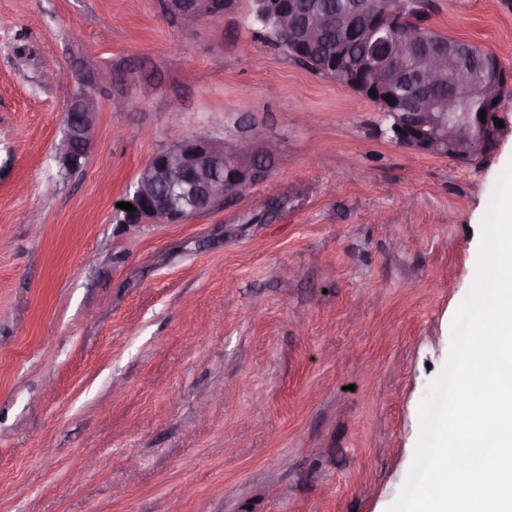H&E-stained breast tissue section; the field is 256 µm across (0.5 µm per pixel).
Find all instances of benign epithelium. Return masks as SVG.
Wrapping results in <instances>:
<instances>
[{"mask_svg": "<svg viewBox=\"0 0 512 512\" xmlns=\"http://www.w3.org/2000/svg\"><path fill=\"white\" fill-rule=\"evenodd\" d=\"M235 0H167V9L176 15L191 18L220 15ZM256 13L280 22L283 30L296 28L298 47L315 41L339 26L347 27L365 46L363 61L368 68H378L404 45L402 15L415 7L413 0H387L380 10L365 0H351L350 13L342 16L305 9L303 0H255ZM425 46L427 51L414 79L420 91L407 99L396 95L390 99L391 111L383 117L393 118V139L416 153L446 157L457 162L492 148L500 137V117L486 113L485 120L474 119L462 111L463 101L450 95L444 101L433 95V88L448 76V82L465 89L467 96L481 102L499 101V86L512 79L506 71H498L479 82H472L464 70L453 68L442 48L416 36L412 48ZM402 75L394 72L390 80L369 77L354 81L356 93L371 97L380 94L388 83H396ZM81 116L76 134L57 144V158L67 170L81 165L94 142L97 102L82 96L72 104ZM275 157V148L259 144L254 137L237 141H218L206 136L186 138L175 146L157 153L140 171L137 185L127 201L135 210L124 212L126 223L148 222L179 224L188 216L208 211L259 182L266 166L261 158Z\"/></svg>", "mask_w": 512, "mask_h": 512, "instance_id": "1", "label": "benign epithelium"}]
</instances>
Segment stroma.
<instances>
[{
  "mask_svg": "<svg viewBox=\"0 0 512 512\" xmlns=\"http://www.w3.org/2000/svg\"><path fill=\"white\" fill-rule=\"evenodd\" d=\"M512 73V0H431ZM253 0H0V512H387L512 163L384 134ZM98 102L76 170L54 147ZM275 143L265 180L179 224L122 223L185 138ZM167 9L176 15L191 18L220 15L229 10L235 0H167Z\"/></svg>",
  "mask_w": 512,
  "mask_h": 512,
  "instance_id": "obj_1",
  "label": "stroma"
}]
</instances>
